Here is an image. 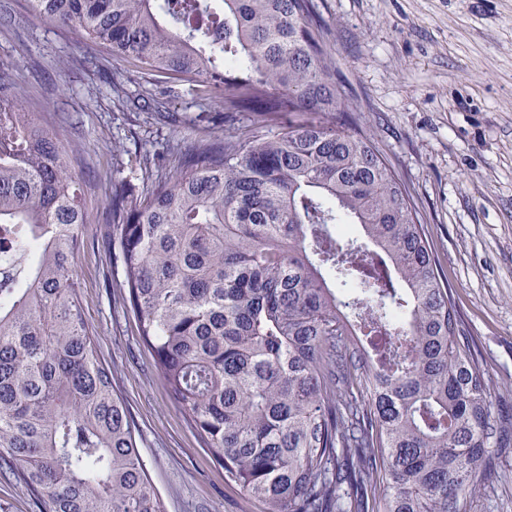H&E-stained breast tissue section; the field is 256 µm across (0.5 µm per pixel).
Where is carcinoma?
<instances>
[{"label": "carcinoma", "mask_w": 512, "mask_h": 512, "mask_svg": "<svg viewBox=\"0 0 512 512\" xmlns=\"http://www.w3.org/2000/svg\"><path fill=\"white\" fill-rule=\"evenodd\" d=\"M30 2L206 84L224 121L253 114L106 211L142 340L224 478L267 512H461L502 426L313 0ZM16 94L0 80V251L36 252L0 282V467L48 512H164L81 314L77 181Z\"/></svg>", "instance_id": "carcinoma-1"}]
</instances>
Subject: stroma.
<instances>
[{"label": "stroma", "mask_w": 512, "mask_h": 512, "mask_svg": "<svg viewBox=\"0 0 512 512\" xmlns=\"http://www.w3.org/2000/svg\"><path fill=\"white\" fill-rule=\"evenodd\" d=\"M0 75L59 143L87 222L74 266L84 319L134 425L165 512H266L224 478L154 366L108 241L113 193L136 201L167 180L177 150L220 138L202 83L166 80L107 45L4 0ZM358 123L408 188L472 342L506 440L467 512H512V0H314ZM129 98L118 105L113 79ZM156 96L164 113L132 102ZM0 469V512H46Z\"/></svg>", "instance_id": "stroma-1"}]
</instances>
